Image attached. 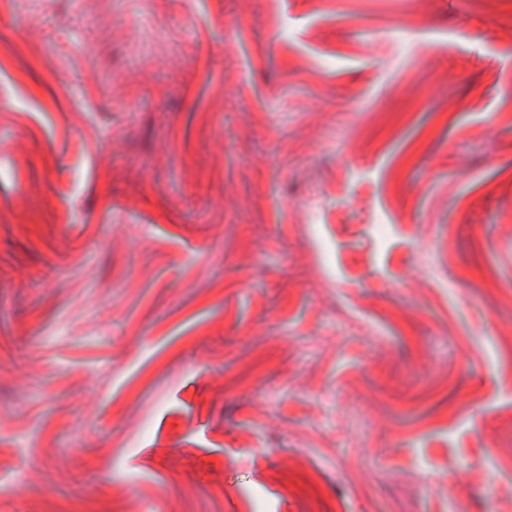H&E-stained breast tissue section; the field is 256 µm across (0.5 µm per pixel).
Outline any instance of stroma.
Returning <instances> with one entry per match:
<instances>
[{
    "mask_svg": "<svg viewBox=\"0 0 512 512\" xmlns=\"http://www.w3.org/2000/svg\"><path fill=\"white\" fill-rule=\"evenodd\" d=\"M504 0H0V512H507Z\"/></svg>",
    "mask_w": 512,
    "mask_h": 512,
    "instance_id": "1",
    "label": "stroma"
}]
</instances>
